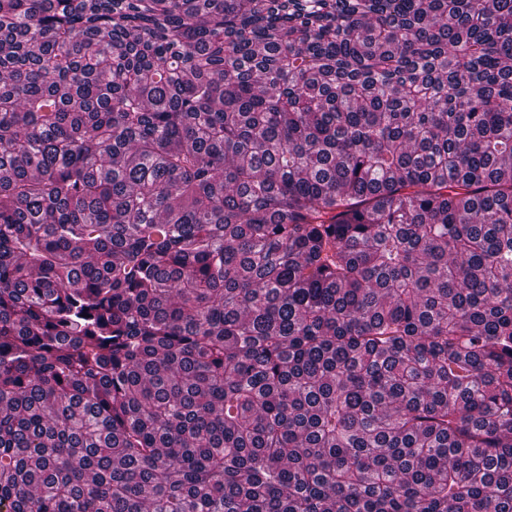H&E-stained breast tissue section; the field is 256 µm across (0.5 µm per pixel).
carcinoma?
Returning <instances> with one entry per match:
<instances>
[{
  "label": "carcinoma",
  "mask_w": 512,
  "mask_h": 512,
  "mask_svg": "<svg viewBox=\"0 0 512 512\" xmlns=\"http://www.w3.org/2000/svg\"><path fill=\"white\" fill-rule=\"evenodd\" d=\"M512 512V0H0V510Z\"/></svg>",
  "instance_id": "1"
}]
</instances>
